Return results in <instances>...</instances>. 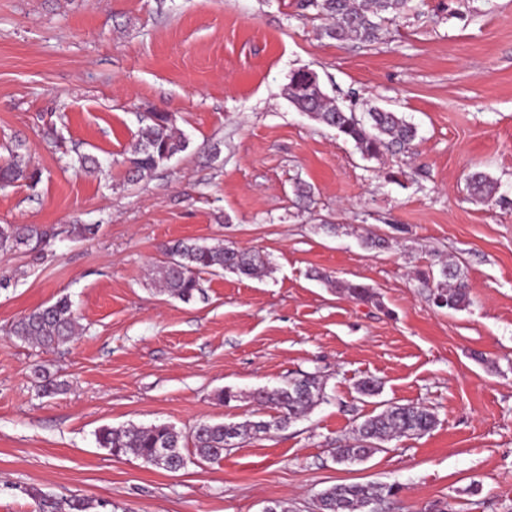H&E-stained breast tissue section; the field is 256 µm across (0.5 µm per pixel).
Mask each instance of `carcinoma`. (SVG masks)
<instances>
[{
    "instance_id": "1",
    "label": "carcinoma",
    "mask_w": 512,
    "mask_h": 512,
    "mask_svg": "<svg viewBox=\"0 0 512 512\" xmlns=\"http://www.w3.org/2000/svg\"><path fill=\"white\" fill-rule=\"evenodd\" d=\"M326 20L323 35L338 42L355 41L373 44L381 39L382 26L406 7L407 0H307ZM288 101L300 112H308L324 125L336 129L352 141L366 159H377L386 151H407L417 138V129L398 112L372 107L364 113L352 106L341 107L316 86L307 84L304 72L298 70L286 87ZM148 124L140 128L137 139L127 150V162L137 175L152 173L164 162L186 148V140L176 137L170 114L151 112ZM37 183L41 171L14 159L0 167V184L17 181ZM498 184L482 171L471 172L466 179L468 194L488 200L497 193ZM58 231L38 224H0V252L21 248L36 250L47 245ZM228 271L240 277L255 278L266 270L264 258L254 252L226 246L178 241L167 249V260L161 267L160 291L188 302L202 293L199 273ZM436 295L444 299L443 307L460 311L470 305V284L455 263L441 266ZM336 287L350 299L370 302L372 290L352 282H338ZM78 317L71 300L61 296L39 306L12 324L10 333L22 341H31L43 348L58 346L76 334ZM326 383L315 374H303L284 387L259 388L250 393L257 405L273 410L269 419L239 424L203 422L191 434L194 455L201 462L220 459L224 450L235 447V440L244 435L263 436L290 425L325 400ZM434 412L424 406L388 405L366 417L355 429L356 443L334 448V458L342 464H357L385 449V443L402 436L424 435L437 424ZM101 448L117 455L130 451L144 463L167 470H180L185 465L181 453L183 436L167 424L148 427L114 429L103 427L96 434ZM393 485L352 483L331 486L316 500L317 512H376L375 505L396 494ZM38 512H89L91 504L73 497L58 501L49 495L35 494Z\"/></svg>"
}]
</instances>
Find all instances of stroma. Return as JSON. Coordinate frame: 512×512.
I'll list each match as a JSON object with an SVG mask.
<instances>
[{"label": "stroma", "instance_id": "1", "mask_svg": "<svg viewBox=\"0 0 512 512\" xmlns=\"http://www.w3.org/2000/svg\"><path fill=\"white\" fill-rule=\"evenodd\" d=\"M303 2L0 0V165L42 172L0 188V224L59 231L42 251L0 252V512H35L36 491L116 512H316L326 488L368 482L398 486L386 512H512V0H410L371 45L322 37ZM299 69L357 110L401 113L413 149L363 159L290 105ZM149 112L170 113L187 148L132 181L123 159ZM476 170L497 197L468 196ZM71 224L99 231L80 240ZM369 232L389 248L365 246ZM182 240L258 250L268 271L204 273L196 299L170 298L156 275ZM447 260L471 285L461 311L415 277ZM61 296L75 338L10 335ZM305 373L326 401L214 462L187 447L173 472L96 442L104 427L265 419L250 392ZM366 379L381 392L362 400ZM227 388L241 399L220 402ZM384 403L439 423L337 463Z\"/></svg>", "mask_w": 512, "mask_h": 512}]
</instances>
